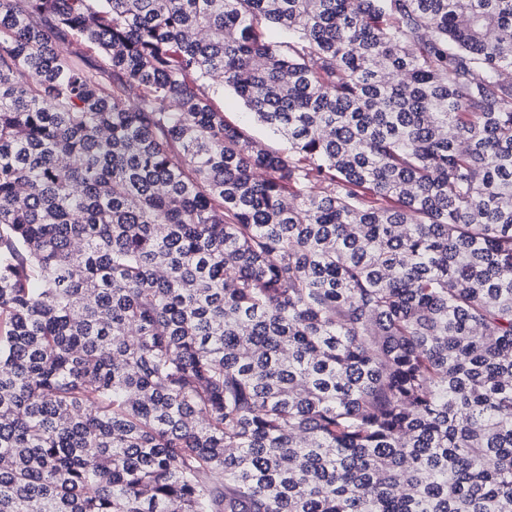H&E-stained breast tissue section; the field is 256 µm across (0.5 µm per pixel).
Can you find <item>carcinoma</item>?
<instances>
[{
    "label": "carcinoma",
    "instance_id": "1",
    "mask_svg": "<svg viewBox=\"0 0 512 512\" xmlns=\"http://www.w3.org/2000/svg\"><path fill=\"white\" fill-rule=\"evenodd\" d=\"M509 69L512 0H0V512H512ZM217 88L218 93L213 96V99L215 105L224 111L228 122L250 129V133L258 146L283 147V142L278 136L252 118L242 100L230 87L224 85V87L217 86Z\"/></svg>",
    "mask_w": 512,
    "mask_h": 512
}]
</instances>
